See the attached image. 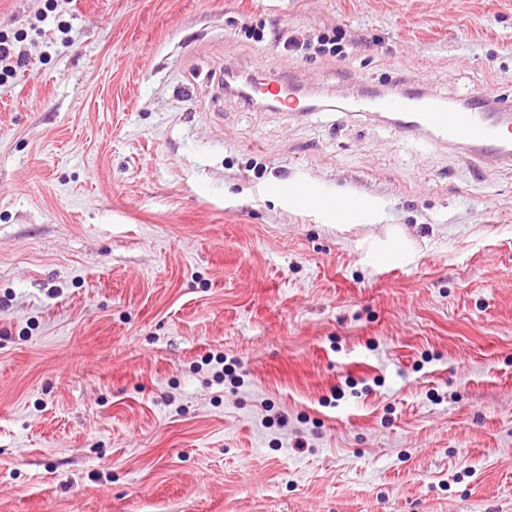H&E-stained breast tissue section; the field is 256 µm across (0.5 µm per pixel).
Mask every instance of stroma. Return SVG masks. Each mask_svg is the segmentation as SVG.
Returning <instances> with one entry per match:
<instances>
[{"label":"stroma","mask_w":512,"mask_h":512,"mask_svg":"<svg viewBox=\"0 0 512 512\" xmlns=\"http://www.w3.org/2000/svg\"><path fill=\"white\" fill-rule=\"evenodd\" d=\"M0 35V512H512V161L344 109L512 113V0H0ZM261 87V96L264 100H271L274 104L290 109L291 112H305L311 106L301 103L299 99L295 100L290 95L284 97L285 82L278 78H262L254 83ZM253 84V85H254ZM271 191L288 201L293 207L328 215L336 224H351L356 218L374 208V201L369 196L347 193L333 197L316 184L306 180L281 183L273 186Z\"/></svg>","instance_id":"35a3bbf8"}]
</instances>
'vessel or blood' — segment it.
I'll return each instance as SVG.
<instances>
[{"label":"vessel or blood","mask_w":512,"mask_h":512,"mask_svg":"<svg viewBox=\"0 0 512 512\" xmlns=\"http://www.w3.org/2000/svg\"><path fill=\"white\" fill-rule=\"evenodd\" d=\"M264 99L293 112L306 111V104L285 94V83L278 78L259 82ZM351 112H385L393 116L402 128L419 130L431 140L457 145L462 157L479 152L495 160L512 158V114L487 111L483 97L474 96L467 108L449 106L445 99L417 97L408 93L370 96L347 106ZM273 193L293 207L305 208L328 215L333 223L350 224L371 211V197L347 193L333 197L316 184L293 180L273 186Z\"/></svg>","instance_id":"b4317fda"}]
</instances>
